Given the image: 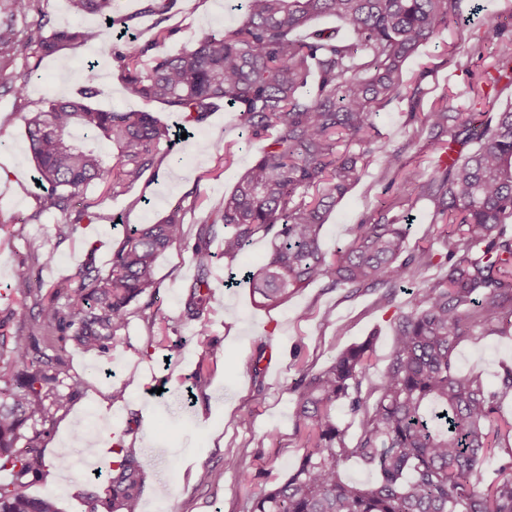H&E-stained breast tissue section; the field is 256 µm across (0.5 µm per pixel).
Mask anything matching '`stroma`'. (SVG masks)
I'll return each mask as SVG.
<instances>
[{
    "instance_id": "obj_1",
    "label": "stroma",
    "mask_w": 512,
    "mask_h": 512,
    "mask_svg": "<svg viewBox=\"0 0 512 512\" xmlns=\"http://www.w3.org/2000/svg\"><path fill=\"white\" fill-rule=\"evenodd\" d=\"M236 5L237 0H174L166 21L173 35L164 52H177L210 31L235 26L240 19ZM489 22L503 26L512 38V0H485L483 11L425 43L406 61L404 80L419 84L421 109L444 100L454 111H468L469 83L495 61L493 55L475 51ZM117 34V29H102L96 46L70 45L39 61L19 54L14 73L35 72L26 95L17 99L0 90V111L14 116L13 124L0 130V140L8 144L0 151V224L12 229L11 235L0 234V311L14 299L9 285L15 267L30 254L39 257L33 265L34 277L47 285L66 281L90 254L100 268H107L127 225L154 223L179 204L185 210L186 226H194L222 202L255 157V149L244 143L236 113L217 106L191 137L162 145L161 166L146 173L126 194L110 197L104 187H96L97 204L90 218L81 221L73 238L56 239V217L41 211L40 192L32 182L26 113L45 108L48 96L77 95L87 64L93 61L95 81L103 90L96 100L100 108L150 112L170 126L178 119L160 103L127 94L110 56ZM408 112L407 102L396 100L377 114L375 122L384 137L400 148L406 167L431 171L439 155L409 123ZM216 142L235 146L232 166H225L213 151ZM381 166V158H374L332 210L324 226L327 253L346 245L351 225L375 215L383 191ZM212 250L209 335H197L194 323L181 317L184 288L196 270L189 251L176 245L158 259L161 287L155 308L163 319L161 346L146 352L145 326L135 316L123 333V347L106 355L70 351L71 367L86 378L88 387L69 412L56 415L43 441L46 458L64 460L66 474L58 478L52 470H43L29 483V495L56 497L60 512H87L85 492L91 488L108 497L111 472L100 464L108 450L99 440L108 430L122 437L125 448L141 459V500L153 512H242L247 498L293 470L303 454L293 435L298 377L294 352H301L310 371L317 372L338 350L370 337L374 340L370 373L375 376L384 369L392 344L390 319L395 309L404 306L406 293H398L392 306L381 308L374 294L349 298L344 292L313 285L267 310L254 305L244 285L228 288L224 282L232 272L261 265L270 252L268 239L254 240L231 263L224 259L220 245ZM211 341L221 345L224 356L209 365L204 397L188 403L187 380ZM456 363L461 373L479 372L494 380L502 364H512V336L464 342L456 350ZM121 384L127 387L126 403L102 407L101 391ZM228 454L239 458V469L225 470ZM207 469L222 472L219 485L200 483L199 476ZM161 483L170 487L164 500L153 492Z\"/></svg>"
}]
</instances>
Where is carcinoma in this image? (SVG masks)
Returning a JSON list of instances; mask_svg holds the SVG:
<instances>
[{"label": "carcinoma", "instance_id": "cac0c4a2", "mask_svg": "<svg viewBox=\"0 0 512 512\" xmlns=\"http://www.w3.org/2000/svg\"><path fill=\"white\" fill-rule=\"evenodd\" d=\"M45 0H0V86L25 96L31 76L9 69L23 48L35 58L99 38L94 27L53 29ZM77 15L124 23L121 0H68ZM172 0H150L152 37L131 36L111 50L128 93L164 104L192 128L217 102L238 113L246 143L259 142L252 164L187 242L184 209L177 205L154 224H138L112 251L107 270L86 261L67 287L36 286L19 264L10 291L21 302L0 319V512H58L53 499L25 492L46 468L41 451L55 416L86 388L71 372L67 348L106 354L123 343L130 318L155 305L157 259L186 244L196 277L185 288L183 318L196 335L209 333L214 254L234 260L258 237H270L267 260L245 276L254 302L276 307L320 283L353 297L378 294L384 308L397 290L431 270L391 319L392 349L383 372L369 375L370 342L338 352L313 373L295 356L299 377L295 433L305 452L294 470L248 500L243 512H512V423H500L498 405L512 394V366L494 383L462 375L457 347L476 336L512 335V109L491 115L455 112L448 104L419 111L420 87H404L405 62L427 41L463 17L462 0H243L241 20L205 34L174 55L157 47L172 35L163 26ZM38 20L17 31V21ZM334 17L352 33L316 29ZM487 45L503 44L493 72L470 86L472 105L488 88L512 85V43L487 25ZM103 94L85 75L78 95L57 97L24 118L41 210L60 214L54 235L72 237L92 203L71 217L74 199L104 183L114 196L161 165L160 144L171 129L149 112L104 111ZM407 100L409 122L429 144L455 159L428 176L402 163L375 125L377 111ZM116 149L106 161L98 144ZM383 158L389 198L377 217L355 224L348 245L334 255L321 247L328 214ZM421 184L433 205L432 244L409 251L404 225L391 211ZM343 407L357 421L354 439L336 416ZM108 512H138L142 464L122 442L112 449ZM357 460L376 479L347 480L343 465ZM494 462L489 479L484 464Z\"/></svg>", "mask_w": 512, "mask_h": 512}]
</instances>
